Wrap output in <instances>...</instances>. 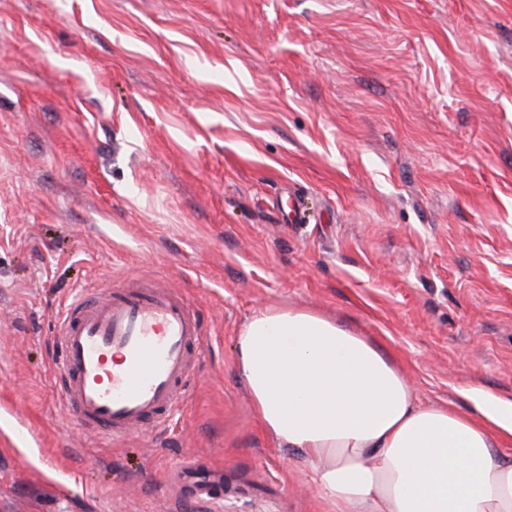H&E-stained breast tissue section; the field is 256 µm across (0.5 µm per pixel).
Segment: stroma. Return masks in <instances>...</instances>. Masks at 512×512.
Listing matches in <instances>:
<instances>
[{"mask_svg":"<svg viewBox=\"0 0 512 512\" xmlns=\"http://www.w3.org/2000/svg\"><path fill=\"white\" fill-rule=\"evenodd\" d=\"M137 278L203 352L167 429L105 447L51 376L55 313ZM288 305L422 401L512 400V0H0V512H327L237 370ZM190 458L221 495H175Z\"/></svg>","mask_w":512,"mask_h":512,"instance_id":"obj_1","label":"stroma"}]
</instances>
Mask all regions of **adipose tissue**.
I'll list each match as a JSON object with an SVG mask.
<instances>
[{"label":"adipose tissue","mask_w":512,"mask_h":512,"mask_svg":"<svg viewBox=\"0 0 512 512\" xmlns=\"http://www.w3.org/2000/svg\"><path fill=\"white\" fill-rule=\"evenodd\" d=\"M238 372L264 431L333 512H512V401L427 404L393 355L302 307L253 313Z\"/></svg>","instance_id":"1"}]
</instances>
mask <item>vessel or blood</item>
<instances>
[{"label": "vessel or blood", "instance_id": "b4317fda", "mask_svg": "<svg viewBox=\"0 0 512 512\" xmlns=\"http://www.w3.org/2000/svg\"><path fill=\"white\" fill-rule=\"evenodd\" d=\"M203 336L197 310L164 284L78 290L56 321L69 417L107 439L164 424L185 396ZM216 479L189 467L181 482L201 499Z\"/></svg>", "mask_w": 512, "mask_h": 512}]
</instances>
